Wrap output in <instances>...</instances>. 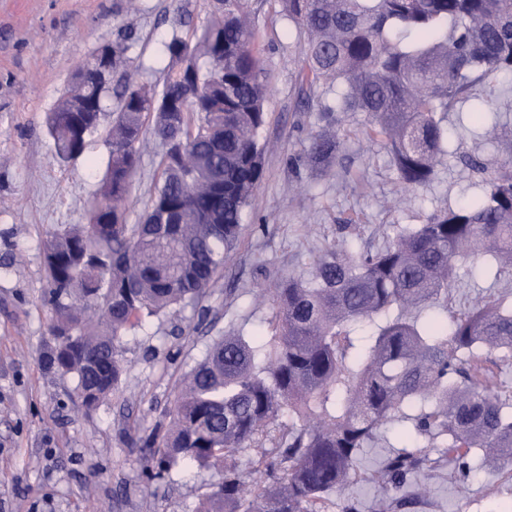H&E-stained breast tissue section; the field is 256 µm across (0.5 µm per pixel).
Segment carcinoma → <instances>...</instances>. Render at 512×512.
I'll use <instances>...</instances> for the list:
<instances>
[{
  "mask_svg": "<svg viewBox=\"0 0 512 512\" xmlns=\"http://www.w3.org/2000/svg\"><path fill=\"white\" fill-rule=\"evenodd\" d=\"M300 29L298 78L342 86L326 112H363L367 136L385 144L404 187L429 182L448 154V114L472 100L475 121L491 111L483 88L512 75V0H282ZM131 37L112 42L124 72ZM249 0H217L194 50L163 42L161 90L129 82L106 142L110 155L88 223L55 228L44 250L53 312L49 369L77 377L91 411L118 388L123 337L178 306L199 302L236 248L243 213L263 175V102ZM109 89L86 65L47 115L54 156L81 157L107 109ZM166 144L142 219L127 223L145 128ZM336 151L311 135L308 158ZM479 262L497 283L512 280V155L497 163L482 198L398 225L384 244L327 248L307 275L275 290L267 329L230 332L185 376L154 449V476L178 460L216 469L222 480L196 512H320L350 482L362 449L386 423L407 424L402 449L385 461L387 498L428 455L467 468L483 459L512 467V398L480 380L477 348L512 363V305L492 293L464 311L448 307L458 270ZM297 422H279L283 414ZM278 448L282 476L264 457L252 497L232 457Z\"/></svg>",
  "mask_w": 512,
  "mask_h": 512,
  "instance_id": "cac0c4a2",
  "label": "carcinoma"
}]
</instances>
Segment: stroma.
<instances>
[{"label": "stroma", "instance_id": "stroma-1", "mask_svg": "<svg viewBox=\"0 0 512 512\" xmlns=\"http://www.w3.org/2000/svg\"><path fill=\"white\" fill-rule=\"evenodd\" d=\"M256 48L271 86L264 102L263 177L245 209L237 247L218 282L194 307L148 321L124 341L120 388L97 409L75 398L76 378L48 370L41 355L54 343L43 252L48 233L86 221L109 156L104 134L85 157L54 160L46 117L74 84L77 65L133 30L136 41L122 80L162 84L163 41L194 42L211 16V0H0V512H195L218 479L215 471L179 465L164 477L145 474L146 449L132 443L169 421L182 379L230 328L252 332L272 315L268 288L311 271L327 247L382 244L396 225L482 195L474 158L495 168L505 145L473 126L448 120L452 158L432 181L403 188L389 151L364 133L361 112H327L335 93L302 88L300 39L280 0H251ZM326 129L339 148L309 163L311 134ZM129 208L137 223L153 188L162 148L145 137ZM399 426H382L360 453L342 492L361 512L385 494L383 462L397 449ZM512 470L455 474L440 462L407 479V502L395 512H500L498 494Z\"/></svg>", "mask_w": 512, "mask_h": 512}]
</instances>
